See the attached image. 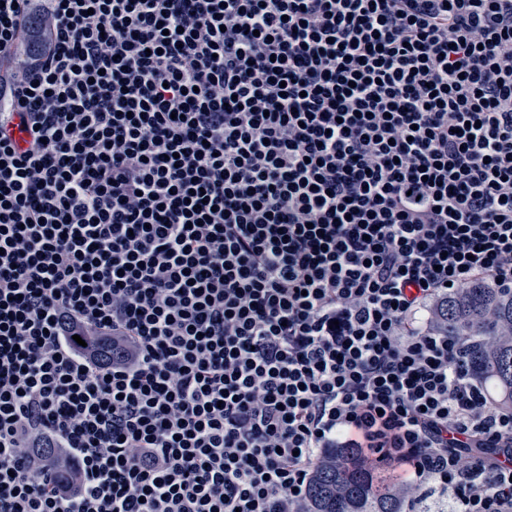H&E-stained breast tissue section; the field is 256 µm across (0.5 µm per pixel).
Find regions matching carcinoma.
Wrapping results in <instances>:
<instances>
[{"label": "carcinoma", "instance_id": "obj_1", "mask_svg": "<svg viewBox=\"0 0 512 512\" xmlns=\"http://www.w3.org/2000/svg\"><path fill=\"white\" fill-rule=\"evenodd\" d=\"M443 334L462 341L461 365L472 389L512 410V291L476 279L448 295ZM412 492L396 472L372 465L355 448H328L303 500L290 512H412Z\"/></svg>", "mask_w": 512, "mask_h": 512}]
</instances>
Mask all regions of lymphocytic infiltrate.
Listing matches in <instances>:
<instances>
[{
    "label": "lymphocytic infiltrate",
    "mask_w": 512,
    "mask_h": 512,
    "mask_svg": "<svg viewBox=\"0 0 512 512\" xmlns=\"http://www.w3.org/2000/svg\"><path fill=\"white\" fill-rule=\"evenodd\" d=\"M478 277L512 0H0V512H288L328 448L512 512L429 329Z\"/></svg>",
    "instance_id": "obj_1"
}]
</instances>
